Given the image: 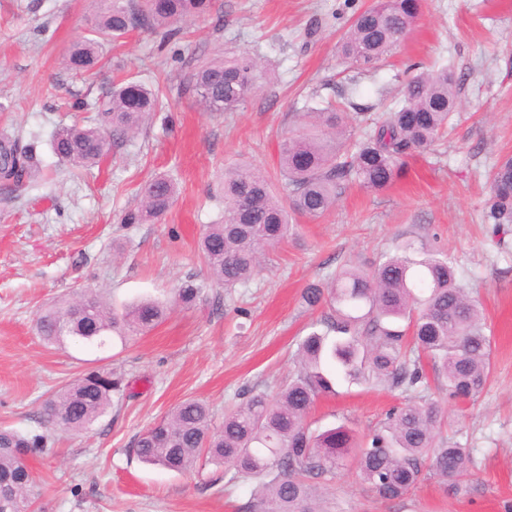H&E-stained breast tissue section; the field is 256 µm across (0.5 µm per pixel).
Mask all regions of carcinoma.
I'll use <instances>...</instances> for the list:
<instances>
[{"label":"carcinoma","mask_w":512,"mask_h":512,"mask_svg":"<svg viewBox=\"0 0 512 512\" xmlns=\"http://www.w3.org/2000/svg\"><path fill=\"white\" fill-rule=\"evenodd\" d=\"M214 0H111L94 22L92 37L76 42L65 58L70 70L91 72L103 48L128 31L208 14ZM419 0H373L351 21L340 51L358 72H369L390 57L419 14ZM259 78L248 54L210 59L195 67L187 88L206 112H232L242 105ZM460 77L443 67L410 76L402 102L371 119L364 137L351 142L349 125L361 116L327 104L296 114L298 128L279 144V174L287 193L274 194L271 179L248 165L224 171L222 220L206 226L200 249L210 275L226 288L248 282L263 265L265 250L288 236L294 215L321 218L336 205L343 186L356 182L383 191L399 178L405 156L429 149L447 131L458 109ZM158 92L124 79L96 105L97 123L58 129L51 148L74 168L99 163L113 140L138 132L158 110ZM37 145L18 134L0 136V179L16 184L35 175ZM176 195L175 183L156 176L142 188V204L127 210L125 224L161 219ZM485 221L512 225V157L491 175ZM202 288L189 280L177 288L175 302L190 307ZM302 300L326 306L324 330L298 345V369L278 393L249 391L224 422L213 425L209 406L181 402L165 419L133 442L143 462L183 473L214 464L231 473L229 482H256L244 512H325L321 489L336 468L351 459L360 478L385 500L399 499L429 476L458 485L473 474L472 449L440 437L445 405L433 398L393 407L381 425L361 437L345 425L323 432L310 429L316 400L335 393L341 380L378 384L403 392L429 389L421 355H426L448 394L473 399L491 371L492 338L485 332L480 303L461 283L448 254L412 240L397 244L369 270L345 267L326 283H311ZM166 315L158 301L146 300L122 311L98 295L64 299L39 314L35 329L49 346L68 340L105 344L115 334L124 340L155 327ZM129 383L110 369H90L55 391L44 403L47 424L61 421L84 431L112 405L129 398ZM50 434L32 436L0 428V512H33L39 484L26 456L47 447Z\"/></svg>","instance_id":"obj_1"}]
</instances>
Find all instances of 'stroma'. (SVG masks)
<instances>
[{
  "instance_id": "35a3bbf8",
  "label": "stroma",
  "mask_w": 512,
  "mask_h": 512,
  "mask_svg": "<svg viewBox=\"0 0 512 512\" xmlns=\"http://www.w3.org/2000/svg\"><path fill=\"white\" fill-rule=\"evenodd\" d=\"M106 3L0 0V131L37 140L39 154L35 179L0 186V427L43 432L44 400L93 368L124 374L133 392L91 429L57 433L45 454L29 459L42 485L41 512H242L250 484H227L223 467L212 464L197 473L143 464L132 451L135 437L189 398L208 404L220 422L246 388L278 392L296 370L300 340L325 313L303 304V289L342 267H370L409 238L448 253L494 341L490 377L475 399L449 398L435 383L429 390L448 411L443 437L472 449L473 476L456 489L431 476L403 498L384 500L350 462L337 469L323 505L327 512H512V226L484 220L488 175L512 155V0H421L387 64L361 77L338 42L370 0H216L178 37L131 31L106 47L97 74L77 76L64 59ZM233 53L256 57L264 71L238 109L210 114L180 93L200 60ZM448 62L462 78L460 105L433 150L406 157L385 191L349 184L325 217L296 218L292 235L267 251L247 284L227 288L210 277L198 241L222 213L225 169L251 164L282 192L278 144L295 130L296 113L349 93L377 115L386 109L379 88L398 100L408 68ZM127 78L159 87L163 109L136 136L110 144L97 166L60 163L52 132L93 119L71 103ZM158 175L178 186L170 210L155 223L123 224ZM191 277L204 290L186 308L174 294ZM88 291L117 307L156 299L168 310L127 340L45 346L35 331L41 310ZM404 399L398 390L343 382L316 402L309 423L367 433Z\"/></svg>"
}]
</instances>
